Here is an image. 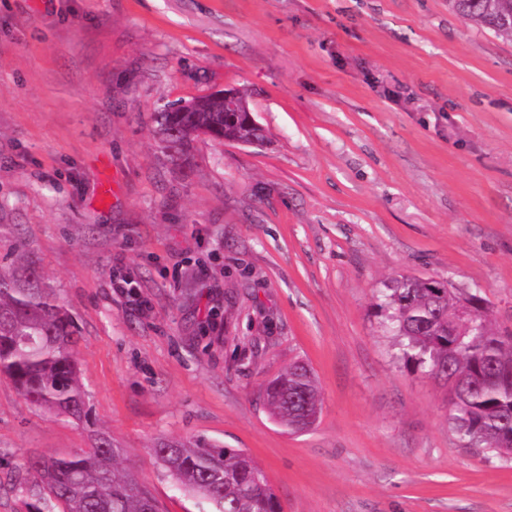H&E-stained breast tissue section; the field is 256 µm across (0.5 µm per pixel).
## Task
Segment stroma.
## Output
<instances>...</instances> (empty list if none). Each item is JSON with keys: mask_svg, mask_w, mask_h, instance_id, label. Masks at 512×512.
Segmentation results:
<instances>
[{"mask_svg": "<svg viewBox=\"0 0 512 512\" xmlns=\"http://www.w3.org/2000/svg\"><path fill=\"white\" fill-rule=\"evenodd\" d=\"M220 89L265 143L171 159L158 112ZM20 249L78 324L90 414L0 376V512H29V457L101 432L163 512L197 508L159 438L246 452L282 512H512V463L463 446L380 306L432 278L512 331V40L448 0H0V265ZM295 361L321 411L291 434L261 391Z\"/></svg>", "mask_w": 512, "mask_h": 512, "instance_id": "obj_1", "label": "stroma"}]
</instances>
